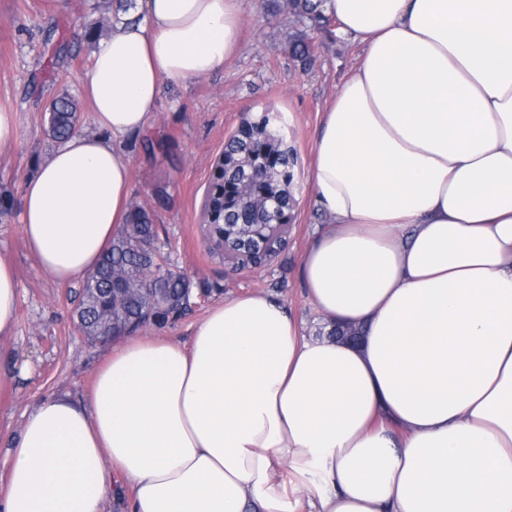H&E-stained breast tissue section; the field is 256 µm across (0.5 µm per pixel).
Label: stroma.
I'll use <instances>...</instances> for the list:
<instances>
[{"mask_svg": "<svg viewBox=\"0 0 512 512\" xmlns=\"http://www.w3.org/2000/svg\"><path fill=\"white\" fill-rule=\"evenodd\" d=\"M240 8L237 52L209 74L163 79L152 127L122 144L131 160L130 202L155 211L160 239L193 291L188 315L162 328L145 327L146 336L187 341L190 327L210 306L256 292L293 309L305 333L320 327V315L298 275L311 234L328 221L309 175L323 109L362 46L336 31L297 23L287 7H273L270 0H240ZM106 12L105 0H69L61 13L46 11L44 0H0V109L15 113L19 128L16 143L0 154V199L13 204L8 215L0 216V255L14 263L19 282L16 327L0 337V458L10 435L42 398H87L109 351L105 345H90L77 330L73 310L80 285H57L39 267L27 251L20 224L24 181L55 146L30 92L39 88L46 101L70 94L83 115L82 131L95 132L83 85L98 39L82 21ZM300 34L314 44L307 63L291 54ZM264 112L279 115L278 132L294 152L297 206L285 245L266 264L240 269L234 259L212 250L202 205L225 141L244 118Z\"/></svg>", "mask_w": 512, "mask_h": 512, "instance_id": "35a3bbf8", "label": "stroma"}]
</instances>
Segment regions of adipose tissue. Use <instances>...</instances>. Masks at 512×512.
<instances>
[{"label": "adipose tissue", "instance_id": "obj_1", "mask_svg": "<svg viewBox=\"0 0 512 512\" xmlns=\"http://www.w3.org/2000/svg\"><path fill=\"white\" fill-rule=\"evenodd\" d=\"M362 44L310 179L329 222L299 268L326 326L271 295L213 305L188 342L119 338L83 400H40L0 462V512H512V0H325ZM83 87L98 134L23 185L29 253L85 280L121 224V144L162 78L233 56L239 0H136ZM18 279L0 256V335Z\"/></svg>", "mask_w": 512, "mask_h": 512}]
</instances>
